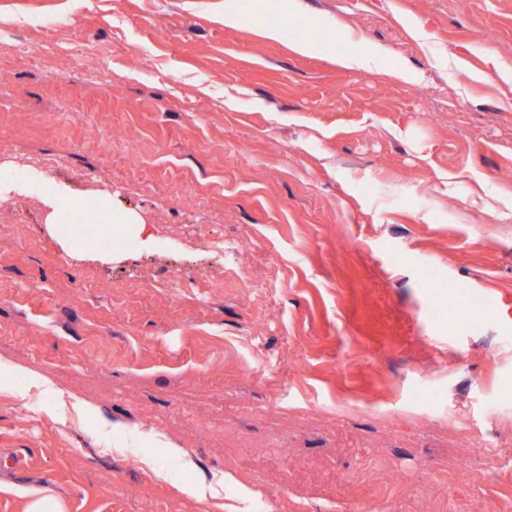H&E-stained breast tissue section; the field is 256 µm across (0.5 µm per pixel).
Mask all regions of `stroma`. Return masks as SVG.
Listing matches in <instances>:
<instances>
[{
    "label": "stroma",
    "instance_id": "1",
    "mask_svg": "<svg viewBox=\"0 0 512 512\" xmlns=\"http://www.w3.org/2000/svg\"><path fill=\"white\" fill-rule=\"evenodd\" d=\"M0 148V512H512V0H0ZM57 164L54 157L36 155L25 158L19 162H11V166H0L1 182L23 184L29 180L34 172L51 171ZM21 512H67L64 497L51 489L19 490Z\"/></svg>",
    "mask_w": 512,
    "mask_h": 512
}]
</instances>
